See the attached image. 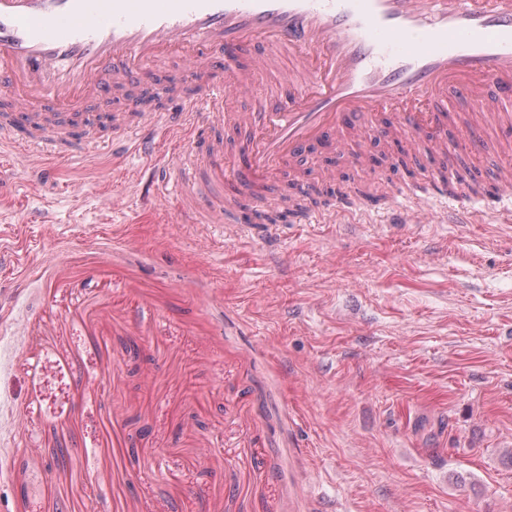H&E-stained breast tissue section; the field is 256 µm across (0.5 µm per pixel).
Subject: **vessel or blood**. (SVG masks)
Segmentation results:
<instances>
[{
	"label": "vessel or blood",
	"instance_id": "b4317fda",
	"mask_svg": "<svg viewBox=\"0 0 512 512\" xmlns=\"http://www.w3.org/2000/svg\"><path fill=\"white\" fill-rule=\"evenodd\" d=\"M181 57L179 77L143 101L149 69ZM222 60L235 68L225 81ZM278 69L259 87L253 70ZM120 92L125 108L93 116L85 104ZM252 98L227 113L229 98ZM512 0H0V146L63 159L93 147L169 132L182 146L158 194L181 217L234 223L242 201L287 222L331 224L297 180L291 201L265 188L300 153L349 141L364 164L366 134L407 156L453 152L444 130L459 104L477 154L512 139ZM243 128L233 142L225 125ZM485 201L512 221V163L499 166ZM447 168L435 166L392 206L395 221L452 216Z\"/></svg>",
	"mask_w": 512,
	"mask_h": 512
}]
</instances>
